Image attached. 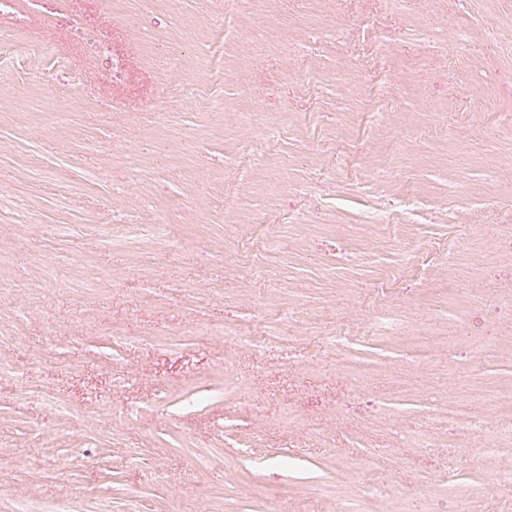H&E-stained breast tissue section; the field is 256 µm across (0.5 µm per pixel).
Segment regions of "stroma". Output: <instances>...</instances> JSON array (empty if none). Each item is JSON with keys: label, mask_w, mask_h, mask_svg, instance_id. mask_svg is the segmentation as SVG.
I'll use <instances>...</instances> for the list:
<instances>
[{"label": "stroma", "mask_w": 512, "mask_h": 512, "mask_svg": "<svg viewBox=\"0 0 512 512\" xmlns=\"http://www.w3.org/2000/svg\"><path fill=\"white\" fill-rule=\"evenodd\" d=\"M224 2L0 13V512H512V0Z\"/></svg>", "instance_id": "obj_1"}]
</instances>
